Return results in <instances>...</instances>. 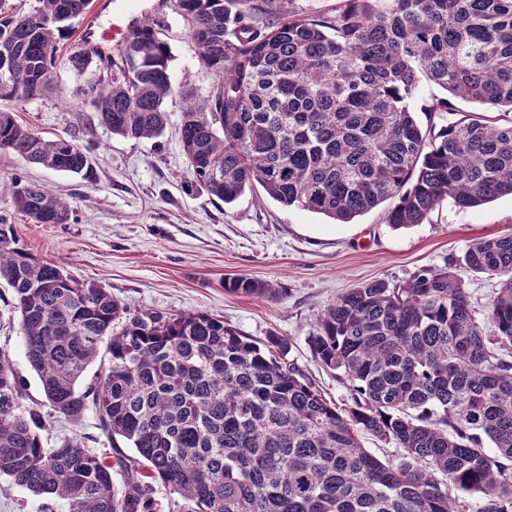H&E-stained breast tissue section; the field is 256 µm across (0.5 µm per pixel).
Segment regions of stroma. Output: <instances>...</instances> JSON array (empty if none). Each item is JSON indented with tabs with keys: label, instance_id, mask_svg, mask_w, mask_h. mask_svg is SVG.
<instances>
[{
	"label": "stroma",
	"instance_id": "stroma-1",
	"mask_svg": "<svg viewBox=\"0 0 512 512\" xmlns=\"http://www.w3.org/2000/svg\"><path fill=\"white\" fill-rule=\"evenodd\" d=\"M113 13L100 15L95 34L107 33L114 14L135 23L151 17L170 54L175 88L207 97L218 82L207 68L186 19L171 0H113ZM87 17L73 20L72 30L56 53V91L15 107L20 124L47 139L77 140L90 152L92 178L35 166L24 158L0 154V217L13 224L20 243L33 256L50 262L75 279L107 288L132 308L165 315L205 312L263 341L287 338L288 357L312 376L327 399L343 401L347 389L334 372L323 369L309 346L324 307L359 283L384 279L402 283L422 267L455 262L477 239L512 233V196L461 209L444 202L429 221L396 230L374 209L350 224L269 198L262 188L246 191L234 203L208 195L194 181L178 128L179 98L165 105L168 121L152 140L113 135L102 126L85 91L98 69L75 71L70 56L84 49ZM37 181L69 202L67 224H36L14 203L15 179ZM246 276L279 289L268 299L232 294L225 279ZM12 290L0 284V349L8 352L21 383L25 405L42 407L45 398L37 374L27 362ZM107 454L111 445L96 428L93 411L78 422L56 419L45 436L57 447L73 435ZM0 512H66L60 500H48L0 477Z\"/></svg>",
	"mask_w": 512,
	"mask_h": 512
}]
</instances>
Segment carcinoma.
Returning a JSON list of instances; mask_svg holds the SVG:
<instances>
[{
  "instance_id": "obj_1",
  "label": "carcinoma",
  "mask_w": 512,
  "mask_h": 512,
  "mask_svg": "<svg viewBox=\"0 0 512 512\" xmlns=\"http://www.w3.org/2000/svg\"><path fill=\"white\" fill-rule=\"evenodd\" d=\"M0 14V98L55 89L58 40L89 0H36ZM291 0H177L219 81L200 100L177 90L170 55L146 18L88 90L112 134L151 140L165 103L183 102L182 150L196 182L230 204L259 185L274 201L347 224L386 203L385 223L422 224L445 200L462 209L512 196V118L421 126L423 85L512 112V0H343L299 16ZM0 151L89 175L86 148L45 139L0 111ZM19 212L67 224L63 198L16 181ZM460 263L498 282L476 308L452 267L384 279L328 304L309 336L348 391L328 400L288 341L258 342L205 313L144 315L20 246L0 218V281L13 292L25 356L54 413L91 409L100 434L137 458L118 493L114 466L79 438L44 446L40 412L21 403L0 353V476L67 512H157L155 484L190 512H512V233L473 241ZM225 290L273 298L240 276ZM99 362L91 377L88 367ZM366 432L398 452L363 448Z\"/></svg>"
}]
</instances>
